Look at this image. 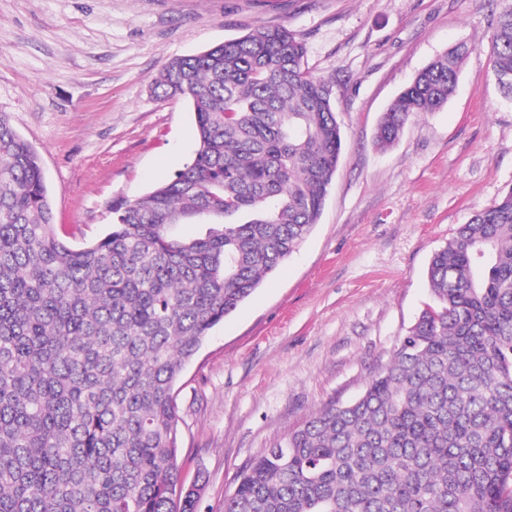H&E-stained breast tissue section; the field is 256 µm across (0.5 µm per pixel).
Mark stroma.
Instances as JSON below:
<instances>
[{"label": "stroma", "instance_id": "35a3bbf8", "mask_svg": "<svg viewBox=\"0 0 512 512\" xmlns=\"http://www.w3.org/2000/svg\"><path fill=\"white\" fill-rule=\"evenodd\" d=\"M507 2L0 0V113L40 155L58 232L75 245L107 233L113 201L190 162L192 112L154 90L170 60L283 25L333 84L343 158L319 223L175 387L181 478L203 487L196 512H223L245 465L363 392L429 303L434 251L512 189V102L490 53ZM458 43L470 52L447 105L378 150L381 113Z\"/></svg>", "mask_w": 512, "mask_h": 512}]
</instances>
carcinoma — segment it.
Segmentation results:
<instances>
[{
  "label": "carcinoma",
  "mask_w": 512,
  "mask_h": 512,
  "mask_svg": "<svg viewBox=\"0 0 512 512\" xmlns=\"http://www.w3.org/2000/svg\"><path fill=\"white\" fill-rule=\"evenodd\" d=\"M492 50L512 98L511 4ZM466 53L414 77L378 147L447 105ZM155 89L193 112L195 156L80 247L59 238L40 158L0 113V512H196L175 385L310 234L339 168L332 88L285 26L176 58ZM428 280L432 303L364 392L255 457L224 512H512V189L457 227Z\"/></svg>",
  "instance_id": "cac0c4a2"
}]
</instances>
